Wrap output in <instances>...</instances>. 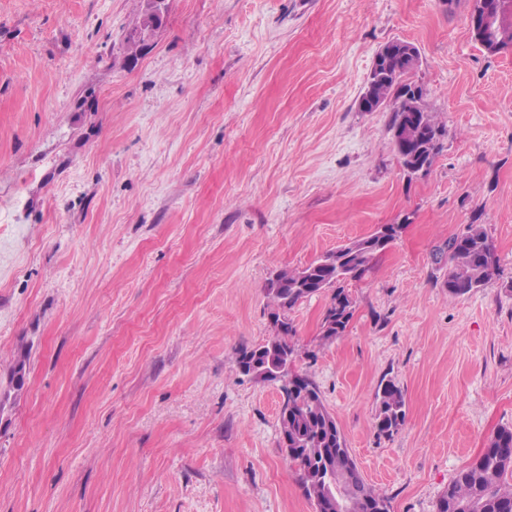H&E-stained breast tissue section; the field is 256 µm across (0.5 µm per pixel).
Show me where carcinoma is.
I'll list each match as a JSON object with an SVG mask.
<instances>
[{
    "instance_id": "1",
    "label": "carcinoma",
    "mask_w": 512,
    "mask_h": 512,
    "mask_svg": "<svg viewBox=\"0 0 512 512\" xmlns=\"http://www.w3.org/2000/svg\"><path fill=\"white\" fill-rule=\"evenodd\" d=\"M499 44L497 52L512 51V13L487 35ZM388 47L405 48L389 60L388 70H371L365 93L374 100L373 109L387 102L391 106L390 131L398 155L405 149L425 146L417 155L419 165L430 168L442 149L444 128L435 122L415 100L417 119L405 111L407 75L419 63V50L411 43L393 40ZM448 251V293L464 296L483 286L499 269V258L489 236L478 224L451 238ZM376 233L336 248L302 268L282 269L269 279L267 296L272 303L270 317L277 333L264 344L238 353L236 363L245 374L279 383L286 394L279 423L282 437L288 439V457L298 466L301 486L313 502L315 512H336L332 482L346 491L344 512H389L387 498L368 484L351 457L346 440L334 416L328 411L318 387L305 375L288 367L296 356L290 336L294 328L288 313L304 299L332 291L323 322L327 338L343 333L352 317V301L343 283L360 278L376 253ZM377 398L379 432L390 436L404 421V398L398 386L388 380L380 384ZM512 428L502 427L490 439L489 447L463 467L448 483L437 502V512H512Z\"/></svg>"
}]
</instances>
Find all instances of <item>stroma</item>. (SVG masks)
<instances>
[{
    "label": "stroma",
    "mask_w": 512,
    "mask_h": 512,
    "mask_svg": "<svg viewBox=\"0 0 512 512\" xmlns=\"http://www.w3.org/2000/svg\"><path fill=\"white\" fill-rule=\"evenodd\" d=\"M472 4L166 0L132 61L143 0H0V512H314L277 383L236 358L275 334L274 272L381 224L341 335L329 293L290 311L292 369L389 512H436L512 427V52ZM395 39L445 129L414 175L357 104ZM471 224L500 269L455 297L437 254ZM377 398L379 400L378 430L380 433L390 436L399 429L404 421L403 394L392 380H387L385 383L381 382Z\"/></svg>",
    "instance_id": "1"
}]
</instances>
